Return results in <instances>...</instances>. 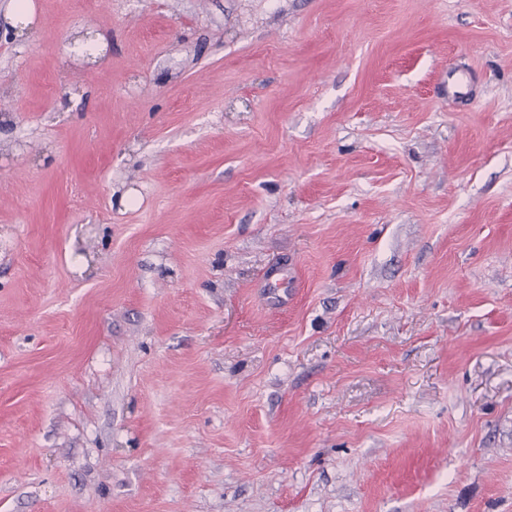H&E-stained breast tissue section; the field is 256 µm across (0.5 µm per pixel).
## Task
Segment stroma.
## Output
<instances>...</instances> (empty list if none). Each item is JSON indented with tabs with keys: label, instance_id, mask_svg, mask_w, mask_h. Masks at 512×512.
I'll return each instance as SVG.
<instances>
[{
	"label": "stroma",
	"instance_id": "35a3bbf8",
	"mask_svg": "<svg viewBox=\"0 0 512 512\" xmlns=\"http://www.w3.org/2000/svg\"><path fill=\"white\" fill-rule=\"evenodd\" d=\"M24 2L0 512H512V0Z\"/></svg>",
	"mask_w": 512,
	"mask_h": 512
}]
</instances>
